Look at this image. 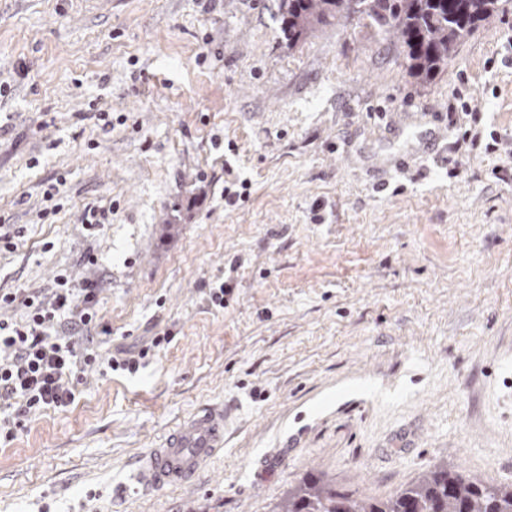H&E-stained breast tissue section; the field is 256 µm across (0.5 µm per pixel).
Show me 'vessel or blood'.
Returning <instances> with one entry per match:
<instances>
[{
  "instance_id": "1",
  "label": "vessel or blood",
  "mask_w": 512,
  "mask_h": 512,
  "mask_svg": "<svg viewBox=\"0 0 512 512\" xmlns=\"http://www.w3.org/2000/svg\"><path fill=\"white\" fill-rule=\"evenodd\" d=\"M224 449V409L203 408L139 459L143 490L178 486L202 472Z\"/></svg>"
}]
</instances>
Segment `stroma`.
I'll return each mask as SVG.
<instances>
[{
  "label": "stroma",
  "instance_id": "obj_1",
  "mask_svg": "<svg viewBox=\"0 0 512 512\" xmlns=\"http://www.w3.org/2000/svg\"><path fill=\"white\" fill-rule=\"evenodd\" d=\"M1 82L0 292L65 271L100 284L102 353L173 339L0 440V512H271L310 475L376 500L441 462L512 484V0L427 82L355 15L288 43L277 0H0ZM214 404L223 454L136 490Z\"/></svg>",
  "mask_w": 512,
  "mask_h": 512
}]
</instances>
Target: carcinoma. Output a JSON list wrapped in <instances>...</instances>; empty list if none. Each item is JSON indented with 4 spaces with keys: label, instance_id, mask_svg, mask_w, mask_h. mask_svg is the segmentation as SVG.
I'll list each match as a JSON object with an SVG mask.
<instances>
[{
    "label": "carcinoma",
    "instance_id": "obj_1",
    "mask_svg": "<svg viewBox=\"0 0 512 512\" xmlns=\"http://www.w3.org/2000/svg\"><path fill=\"white\" fill-rule=\"evenodd\" d=\"M500 0H279L288 40L357 13L399 34L410 73L426 81L448 68L456 48L498 15ZM273 512H512V485L488 483L441 463L385 500L355 498L314 475Z\"/></svg>",
    "mask_w": 512,
    "mask_h": 512
}]
</instances>
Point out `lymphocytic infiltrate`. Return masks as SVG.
Returning a JSON list of instances; mask_svg holds the SVG:
<instances>
[{
	"label": "lymphocytic infiltrate",
	"instance_id": "lymphocytic-infiltrate-1",
	"mask_svg": "<svg viewBox=\"0 0 512 512\" xmlns=\"http://www.w3.org/2000/svg\"><path fill=\"white\" fill-rule=\"evenodd\" d=\"M97 294L95 282L78 284L67 273L56 275L47 294L30 289L0 294V309L19 301L29 311L21 327L0 320V433L5 438L30 415L72 404L75 384L86 370L104 363L113 371L137 373L172 341L170 332H158L137 350L121 349L101 361L95 339L112 330L99 312Z\"/></svg>",
	"mask_w": 512,
	"mask_h": 512
}]
</instances>
